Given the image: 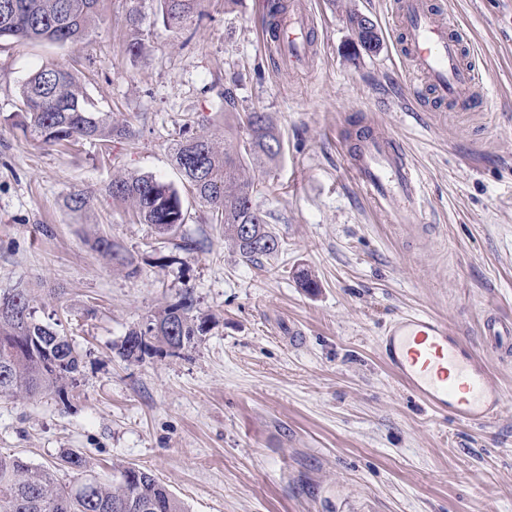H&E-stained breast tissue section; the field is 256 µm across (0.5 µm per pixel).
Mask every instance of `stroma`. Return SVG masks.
<instances>
[{"mask_svg": "<svg viewBox=\"0 0 512 512\" xmlns=\"http://www.w3.org/2000/svg\"><path fill=\"white\" fill-rule=\"evenodd\" d=\"M267 2L204 0L173 32L154 0H100L81 46L0 42V291L30 288L37 318L82 359L67 397H0V451L65 483L69 448L103 480L134 465L187 512H512V356L480 334L488 310L512 318V0H445L489 76L478 112L415 111L389 0H301L316 47L295 71L261 43ZM351 11L376 23L378 50H352ZM48 63L135 138L105 150L24 136L11 119L20 86ZM241 112L266 113L283 140L278 163L255 175L281 244L257 264L240 260L172 163L184 137L235 135ZM373 123L404 141L421 181L402 224L347 171L342 137ZM118 171L179 188V235L112 200ZM77 189L93 202L73 212ZM100 236L127 265L93 249ZM186 239L197 249L183 251ZM188 291L210 318L200 346L124 358L129 331ZM407 311L444 317L476 347L506 396L496 422L456 423L384 367L379 338Z\"/></svg>", "mask_w": 512, "mask_h": 512, "instance_id": "stroma-1", "label": "stroma"}]
</instances>
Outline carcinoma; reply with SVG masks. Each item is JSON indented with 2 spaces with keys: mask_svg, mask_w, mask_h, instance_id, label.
<instances>
[{
  "mask_svg": "<svg viewBox=\"0 0 512 512\" xmlns=\"http://www.w3.org/2000/svg\"><path fill=\"white\" fill-rule=\"evenodd\" d=\"M163 23L178 29L199 12L202 0H155ZM99 0H0V40L15 38L77 47L95 25ZM364 49L375 51L380 37L373 21L362 13L347 16ZM21 108L16 113L23 134L47 146L81 141L107 146L127 139V123L112 122L88 100L78 78L60 64L44 65L22 83ZM238 124L244 138L234 144L197 135L180 141L173 153L188 189L224 225V238L245 263L272 257L280 249L267 214L253 201L251 168L277 162L283 142L263 112H247ZM112 199L128 204L141 224L161 235H174L185 223L182 197L172 184L148 174H120L108 185ZM93 197L82 189L70 192L66 206L73 212L88 208ZM250 227L251 235L244 228ZM209 330V317L195 309L191 294L152 315L130 331L122 355L137 358L155 341L171 356L197 348ZM81 360L70 340L35 316L33 297L24 286L0 293V397H33L61 392L76 381ZM0 512H186L155 477L128 466L118 484L95 477L62 484L55 471L22 458L0 453Z\"/></svg>",
  "mask_w": 512,
  "mask_h": 512,
  "instance_id": "1",
  "label": "carcinoma"
}]
</instances>
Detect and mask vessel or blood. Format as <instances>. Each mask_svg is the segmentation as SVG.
Returning a JSON list of instances; mask_svg holds the SVG:
<instances>
[{
    "instance_id": "obj_1",
    "label": "vessel or blood",
    "mask_w": 512,
    "mask_h": 512,
    "mask_svg": "<svg viewBox=\"0 0 512 512\" xmlns=\"http://www.w3.org/2000/svg\"><path fill=\"white\" fill-rule=\"evenodd\" d=\"M393 39L406 71L407 89L423 111L445 106L471 112L487 104L484 70L470 56V37L437 0H393ZM313 22L299 6L276 11L264 26L267 47L302 65L313 51ZM351 177L372 198L392 204L397 216L413 214L420 184L405 149L379 124L343 142ZM481 333L496 349L512 347V322L488 313ZM391 372L427 408L467 426L494 423L504 391L474 347L444 318L412 312L396 316L378 342Z\"/></svg>"
}]
</instances>
